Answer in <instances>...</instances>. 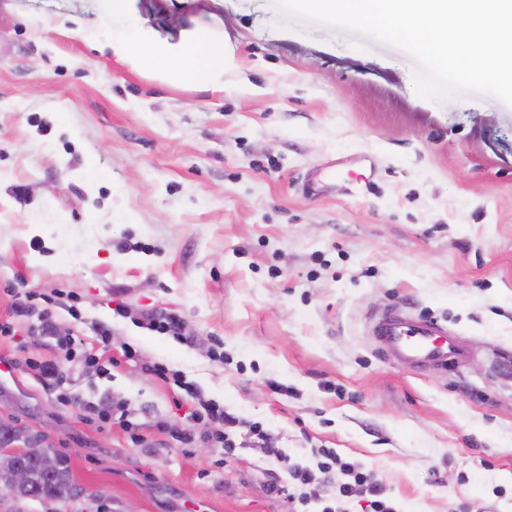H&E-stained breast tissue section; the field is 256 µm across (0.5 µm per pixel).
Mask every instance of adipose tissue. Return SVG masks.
Wrapping results in <instances>:
<instances>
[{
    "mask_svg": "<svg viewBox=\"0 0 512 512\" xmlns=\"http://www.w3.org/2000/svg\"><path fill=\"white\" fill-rule=\"evenodd\" d=\"M100 18L107 44L116 55L132 66L152 68L161 78L213 89L218 85L217 73L234 63L223 36L208 29L175 45L159 38L131 40L126 0H103Z\"/></svg>",
    "mask_w": 512,
    "mask_h": 512,
    "instance_id": "obj_1",
    "label": "adipose tissue"
}]
</instances>
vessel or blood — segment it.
Listing matches in <instances>:
<instances>
[{
  "label": "vessel or blood",
  "mask_w": 512,
  "mask_h": 512,
  "mask_svg": "<svg viewBox=\"0 0 512 512\" xmlns=\"http://www.w3.org/2000/svg\"><path fill=\"white\" fill-rule=\"evenodd\" d=\"M369 333L390 360L414 369L459 367L471 350L458 333L444 323L414 316L399 307L389 308L369 325Z\"/></svg>",
  "instance_id": "vessel-or-blood-1"
}]
</instances>
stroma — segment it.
<instances>
[{"mask_svg": "<svg viewBox=\"0 0 512 512\" xmlns=\"http://www.w3.org/2000/svg\"><path fill=\"white\" fill-rule=\"evenodd\" d=\"M100 10L0 0V321L16 329L0 337V418L45 432L105 512H292L255 425L292 461L332 448L373 470L401 512H512V105L423 98L407 52L276 0H130L169 42L223 31L238 68L198 91L119 59ZM362 155L365 183L305 191L327 160ZM17 282L60 290L55 335L12 317ZM394 305L473 357L388 361L367 328ZM159 310L184 339L146 328ZM66 340L112 367L65 361ZM34 359L61 363L59 386ZM156 363L240 419L234 452L158 433L192 400ZM116 399L124 422L84 421L85 403Z\"/></svg>", "mask_w": 512, "mask_h": 512, "instance_id": "obj_1", "label": "stroma"}]
</instances>
